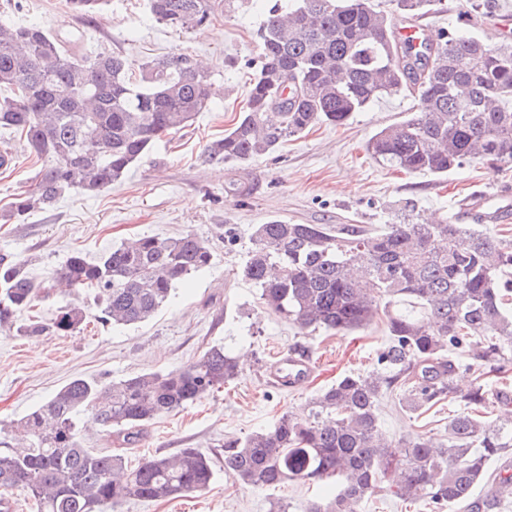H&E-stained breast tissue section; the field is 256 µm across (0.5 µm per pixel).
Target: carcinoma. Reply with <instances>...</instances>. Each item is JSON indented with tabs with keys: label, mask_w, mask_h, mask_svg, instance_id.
Segmentation results:
<instances>
[{
	"label": "carcinoma",
	"mask_w": 512,
	"mask_h": 512,
	"mask_svg": "<svg viewBox=\"0 0 512 512\" xmlns=\"http://www.w3.org/2000/svg\"><path fill=\"white\" fill-rule=\"evenodd\" d=\"M411 19L447 10L445 0H394ZM69 11L99 14L102 0H65ZM233 0H147L151 17L176 31L205 28ZM257 70L247 101L206 163L248 162L319 123L344 124L382 96L419 100L405 119L376 132L367 149L384 165L446 174L466 162L512 163V40L488 43L443 29L423 49L402 36L372 0H288L260 28ZM78 39L37 22L0 17V128L25 139L43 160L3 215L8 222L55 205L66 192L99 193L122 182L156 144L191 125L212 96L210 73L188 55L135 63L111 51L82 53ZM212 252L193 233L144 236L94 258L71 254L55 278L95 292L98 320L133 326L151 320L172 291L209 267ZM25 260L0 256V326L13 324L44 292ZM241 277L261 302L302 329L336 334L367 327L383 313L391 336L381 369L343 375L301 418L283 413L266 429L224 441V470L254 488L286 481L334 488L307 512H360L386 489L428 512L467 506L473 487L490 489L493 509L512 490V417L485 421L484 380L512 359V239L463 224L407 220L377 230L361 224H257ZM89 312L74 303L23 336L73 333ZM474 360V382L456 393L458 365ZM238 376L222 345L168 372L117 381L74 378L22 418L0 423V493L20 490L38 512H120L131 501H167L209 489L211 457L199 448L154 454L135 467L125 450L149 425L204 399ZM417 411L456 395L463 410L440 439L405 440L397 457L379 431V401L394 387ZM103 427L108 444L81 443V416ZM501 470L487 477L490 458Z\"/></svg>",
	"instance_id": "1"
}]
</instances>
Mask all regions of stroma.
I'll return each mask as SVG.
<instances>
[{
    "mask_svg": "<svg viewBox=\"0 0 512 512\" xmlns=\"http://www.w3.org/2000/svg\"><path fill=\"white\" fill-rule=\"evenodd\" d=\"M450 10L425 16L436 28L456 26L469 11L467 32L494 43L512 33V0H452ZM271 0H242L217 11L211 24L178 33L151 20L146 0H107L90 18L70 12L65 0H0V13L34 20L64 34H80L82 51L109 50L137 61L182 52L213 74L219 89L191 126L139 160L121 183L99 195L67 192L47 210L23 222L0 223V255L29 260L35 279L48 281L75 251L97 256L143 235L174 237L191 232L210 246V266L173 292L150 321L135 326L97 322L69 334L38 338L17 327H0V421L24 416L72 378L108 382L147 372H167L224 346L245 356L238 377L200 402L152 422L144 444L127 449L129 463L181 448L218 453L225 438L271 425L290 412L306 415L310 400L342 375L376 369L389 342L384 317L368 329L336 335L302 331L280 319L239 274L255 225L292 220L304 224H353L375 228L410 218L431 220L452 212L457 200L486 188L512 195V167L497 170L474 162L442 176L393 171L366 150L378 130L404 117L412 99L384 97L354 113L341 126L321 124L289 140L275 153L248 163L208 165L200 156L223 138L244 106L257 57V33ZM13 166L0 172V212L27 188L42 166L25 141L0 131V150ZM307 354L313 370L302 386L271 383L266 369L289 351ZM396 388L380 401L379 429L394 448L414 435L438 438L460 411L449 398L411 413ZM315 487L287 482L255 489L230 479L215 463L209 490L165 502L128 503L123 512H305Z\"/></svg>",
    "mask_w": 512,
    "mask_h": 512,
    "instance_id": "1",
    "label": "stroma"
}]
</instances>
